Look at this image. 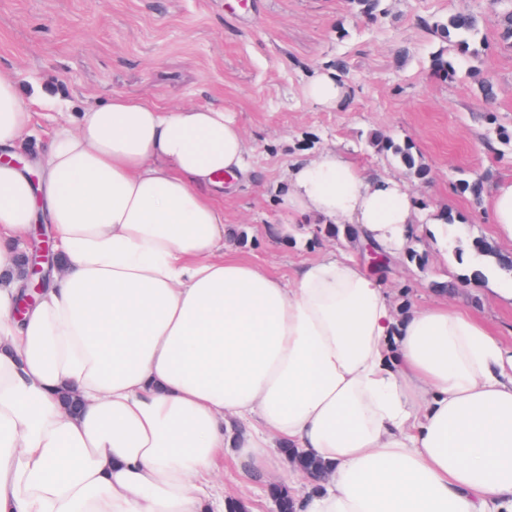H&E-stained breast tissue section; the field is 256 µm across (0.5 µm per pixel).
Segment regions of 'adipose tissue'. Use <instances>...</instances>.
Here are the masks:
<instances>
[{"label": "adipose tissue", "mask_w": 512, "mask_h": 512, "mask_svg": "<svg viewBox=\"0 0 512 512\" xmlns=\"http://www.w3.org/2000/svg\"><path fill=\"white\" fill-rule=\"evenodd\" d=\"M305 93L351 90L327 68ZM44 98L0 73V150ZM36 164L0 163V512H224V458L262 483L288 448L326 466L296 512H512V347L446 304L399 313L351 260L283 279L227 255L218 197L251 166L223 106L118 93ZM279 200L394 256L419 230L396 179L330 149ZM36 224L59 262L21 313L13 244Z\"/></svg>", "instance_id": "obj_1"}]
</instances>
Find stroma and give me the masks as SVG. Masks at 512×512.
Returning <instances> with one entry per match:
<instances>
[{
	"label": "stroma",
	"mask_w": 512,
	"mask_h": 512,
	"mask_svg": "<svg viewBox=\"0 0 512 512\" xmlns=\"http://www.w3.org/2000/svg\"><path fill=\"white\" fill-rule=\"evenodd\" d=\"M371 23L350 0H0V70L22 88L42 87L82 107L130 94L161 106L216 103L244 128L252 181L224 193L226 243L237 259L291 276L302 262L329 252L357 255L345 234L282 237L279 227L307 224L276 202V188L293 163L329 148L363 175L398 179L420 205L423 238L417 258L402 255L381 276L400 311L447 303L485 322L512 346V307L496 288L499 271L481 283L470 271L486 266L469 245L486 240L512 257L500 240L486 200L459 193V180L484 177L487 188L512 180V41L498 37L487 0H384ZM468 10L483 17L487 45L459 58L457 75L431 71L447 50L431 22ZM347 61L352 100L326 111L309 101L310 75L336 58ZM481 77L498 88L493 104L477 89ZM411 144L429 169L414 178L372 134ZM451 213L452 222L442 220Z\"/></svg>",
	"instance_id": "35a3bbf8"
}]
</instances>
